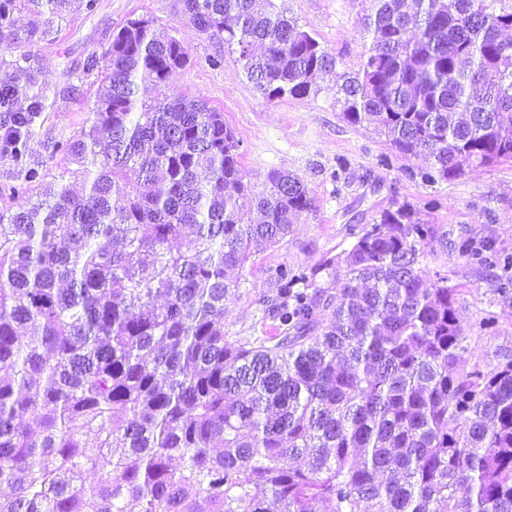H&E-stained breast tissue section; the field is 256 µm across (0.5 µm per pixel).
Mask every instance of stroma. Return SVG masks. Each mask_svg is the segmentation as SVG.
Wrapping results in <instances>:
<instances>
[{"label": "stroma", "instance_id": "obj_1", "mask_svg": "<svg viewBox=\"0 0 512 512\" xmlns=\"http://www.w3.org/2000/svg\"><path fill=\"white\" fill-rule=\"evenodd\" d=\"M275 3L338 60L336 72L321 76L318 96L266 99L236 53L190 24L183 0H99L94 13L78 12L60 21L51 36L33 39L27 32L42 27L43 17L17 11L15 30L24 38L25 58L15 71L16 81L23 85L36 79L54 103L36 120L27 140L30 163L41 168L45 182L59 181L66 165L52 146L80 131L97 89L95 75L84 70L87 57L103 52L128 19L150 15L183 43L190 57L169 95H201L223 110L253 180H262L272 168L288 171L304 180L315 200L314 211L299 217L280 245L252 256L244 270L231 272L238 286L225 300V333L248 339L277 335L276 322L265 313L271 269L315 267L350 249L356 233L383 210L407 203L445 236L444 242L424 246L421 261L462 290L457 316L465 359L471 365H495L500 356L512 354V292L494 295L500 285L498 269L471 265L455 245L466 237L488 239L512 254V162L473 168L435 185L424 183L415 175L425 167L424 159L400 156L373 125L349 123L332 94L337 72L356 70L360 63L368 0ZM488 312L498 321L492 330L479 326Z\"/></svg>", "mask_w": 512, "mask_h": 512}]
</instances>
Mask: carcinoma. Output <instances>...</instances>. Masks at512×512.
Masks as SVG:
<instances>
[{"label":"carcinoma","instance_id":"carcinoma-1","mask_svg":"<svg viewBox=\"0 0 512 512\" xmlns=\"http://www.w3.org/2000/svg\"><path fill=\"white\" fill-rule=\"evenodd\" d=\"M75 2L0 0V51L17 48V8ZM368 2L359 69L336 73L345 118L428 158L427 183L512 162V10ZM184 10L269 100L316 97L337 68L274 0ZM188 62L148 15L87 59L90 126L55 144L76 193L27 163L48 97L0 58L3 149L25 169L0 209V512H512V356L466 368L461 288L421 267L437 228L409 205L315 268L274 269L275 339L224 333L226 270L315 204L279 169L252 182L205 98L166 94Z\"/></svg>","mask_w":512,"mask_h":512}]
</instances>
